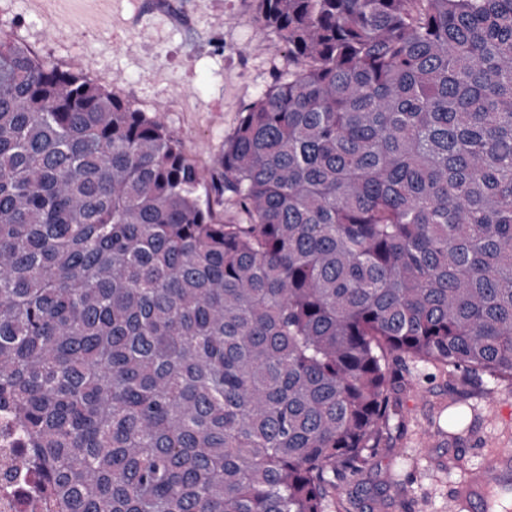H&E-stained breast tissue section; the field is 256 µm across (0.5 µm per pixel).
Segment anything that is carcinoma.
Segmentation results:
<instances>
[{"label":"carcinoma","mask_w":512,"mask_h":512,"mask_svg":"<svg viewBox=\"0 0 512 512\" xmlns=\"http://www.w3.org/2000/svg\"><path fill=\"white\" fill-rule=\"evenodd\" d=\"M258 3L295 69L206 173L0 35V412L51 512H329L390 357L512 381V0Z\"/></svg>","instance_id":"1"}]
</instances>
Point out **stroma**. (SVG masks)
Segmentation results:
<instances>
[{"label": "stroma", "instance_id": "obj_1", "mask_svg": "<svg viewBox=\"0 0 512 512\" xmlns=\"http://www.w3.org/2000/svg\"><path fill=\"white\" fill-rule=\"evenodd\" d=\"M257 10V0H0V34L155 114L206 171L242 112L294 68ZM390 366L407 381L393 394L391 451L339 494L363 512H451L453 488L512 448V384L409 359ZM459 410L466 424L449 430Z\"/></svg>", "mask_w": 512, "mask_h": 512}]
</instances>
